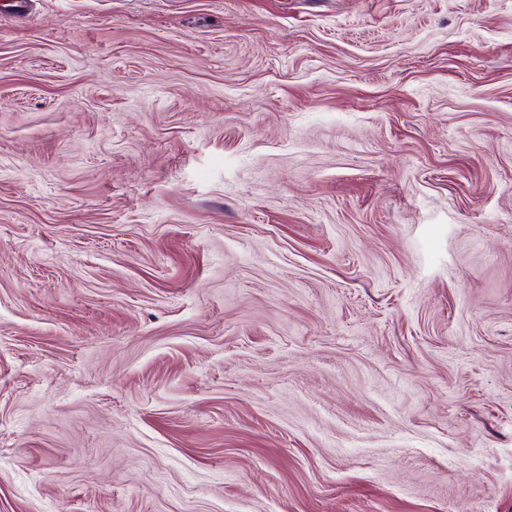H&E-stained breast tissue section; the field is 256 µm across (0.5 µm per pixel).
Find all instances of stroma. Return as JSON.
I'll return each mask as SVG.
<instances>
[{
	"instance_id": "obj_1",
	"label": "stroma",
	"mask_w": 512,
	"mask_h": 512,
	"mask_svg": "<svg viewBox=\"0 0 512 512\" xmlns=\"http://www.w3.org/2000/svg\"><path fill=\"white\" fill-rule=\"evenodd\" d=\"M0 0V512H512V0Z\"/></svg>"
}]
</instances>
